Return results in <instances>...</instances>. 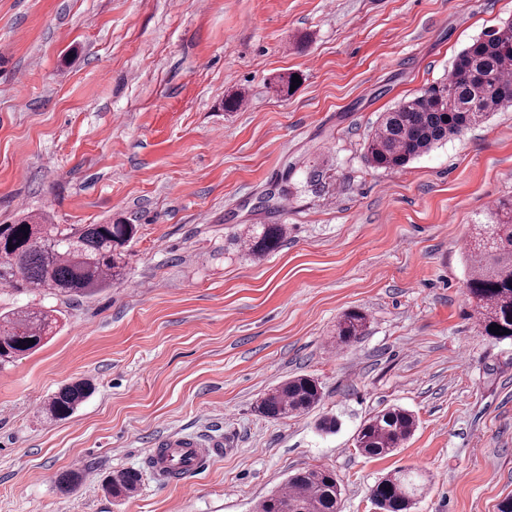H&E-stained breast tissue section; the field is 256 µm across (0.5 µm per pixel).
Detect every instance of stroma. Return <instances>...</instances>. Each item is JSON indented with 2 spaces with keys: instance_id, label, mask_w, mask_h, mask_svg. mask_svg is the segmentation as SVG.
Segmentation results:
<instances>
[{
  "instance_id": "stroma-1",
  "label": "stroma",
  "mask_w": 512,
  "mask_h": 512,
  "mask_svg": "<svg viewBox=\"0 0 512 512\" xmlns=\"http://www.w3.org/2000/svg\"><path fill=\"white\" fill-rule=\"evenodd\" d=\"M510 19L512 0H0V224L137 227L125 278L42 298L57 330L0 368V512H254L315 467L335 472L342 512H378L372 487L407 466L430 477L414 512H498L512 342L478 333L463 244L512 200V109L400 171L363 147L382 112ZM288 169L286 207L259 208ZM251 224L288 231L257 260L231 241ZM352 309L367 330L335 348ZM297 375L320 382L318 408L256 412ZM79 380L92 396L47 420ZM392 406L417 417L413 436L361 455L359 426ZM171 433L220 447L193 486L141 454ZM125 469L140 486L112 497ZM71 470L83 479L61 489ZM92 392V384L88 381H77L61 387L48 399L44 408L47 418L54 421L68 418ZM140 473L136 470H121L113 473L107 483V489L113 497H125L135 492L140 485Z\"/></svg>"
}]
</instances>
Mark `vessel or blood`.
Returning <instances> with one entry per match:
<instances>
[{
	"mask_svg": "<svg viewBox=\"0 0 512 512\" xmlns=\"http://www.w3.org/2000/svg\"><path fill=\"white\" fill-rule=\"evenodd\" d=\"M143 454L146 459L154 461L162 468L176 472L178 483L188 486L207 467L213 450L201 447L192 438L169 437L152 442L144 449Z\"/></svg>",
	"mask_w": 512,
	"mask_h": 512,
	"instance_id": "vessel-or-blood-1",
	"label": "vessel or blood"
}]
</instances>
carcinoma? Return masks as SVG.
<instances>
[{
  "label": "carcinoma",
  "instance_id": "1",
  "mask_svg": "<svg viewBox=\"0 0 512 512\" xmlns=\"http://www.w3.org/2000/svg\"><path fill=\"white\" fill-rule=\"evenodd\" d=\"M512 106V20L484 34L455 57L448 78L383 113L365 144V159L374 168L395 170L435 145L481 124L491 112ZM134 224H52L28 215L0 224V286L17 295H49L64 300L91 296L124 275ZM286 234L283 224H252L245 243L256 257L274 251ZM465 288L478 332L512 341V201L500 202L485 224H477L467 240ZM54 310L26 305L0 314V367L37 350L53 332ZM368 319L351 310L336 324V347L365 334ZM496 325L510 333L496 335ZM88 381L61 387L49 397L47 418L71 416L92 394ZM319 383L307 375L290 378L265 393L257 411L273 420L309 413L321 402ZM412 413L392 407L364 421L356 448L368 457L392 454L414 434ZM140 473L121 470L109 478L112 496L138 489ZM425 483L419 471L400 468L382 477L371 495L380 512H411ZM258 512H341L336 475L321 467L301 470L258 504Z\"/></svg>",
  "mask_w": 512,
  "mask_h": 512
}]
</instances>
